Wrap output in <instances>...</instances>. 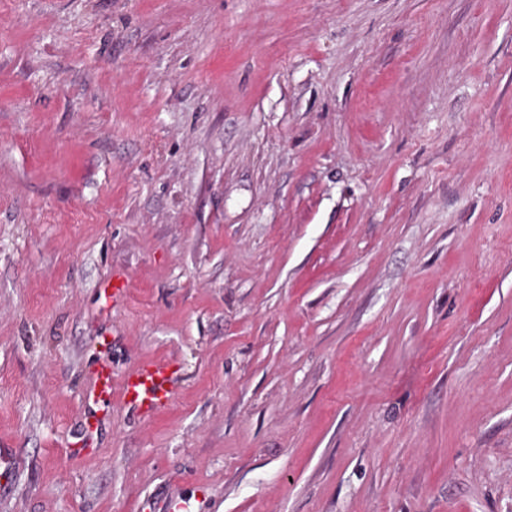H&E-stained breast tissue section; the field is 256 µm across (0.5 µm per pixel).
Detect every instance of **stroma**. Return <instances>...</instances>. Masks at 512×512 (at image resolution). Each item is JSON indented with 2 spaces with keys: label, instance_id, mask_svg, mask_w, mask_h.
<instances>
[{
  "label": "stroma",
  "instance_id": "obj_1",
  "mask_svg": "<svg viewBox=\"0 0 512 512\" xmlns=\"http://www.w3.org/2000/svg\"><path fill=\"white\" fill-rule=\"evenodd\" d=\"M0 448V512H512V0H0ZM175 369L171 363H146L122 384L124 402L142 417H150L174 393ZM93 394L95 404H104L112 394V367L102 364L96 370Z\"/></svg>",
  "mask_w": 512,
  "mask_h": 512
}]
</instances>
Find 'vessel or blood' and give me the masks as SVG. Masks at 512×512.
<instances>
[{
    "label": "vessel or blood",
    "mask_w": 512,
    "mask_h": 512,
    "mask_svg": "<svg viewBox=\"0 0 512 512\" xmlns=\"http://www.w3.org/2000/svg\"><path fill=\"white\" fill-rule=\"evenodd\" d=\"M175 369L169 363H147L128 375L122 384L125 403L142 417H149L171 399ZM93 394L96 403L106 402L112 394V368L100 365L96 371Z\"/></svg>",
    "instance_id": "1"
}]
</instances>
